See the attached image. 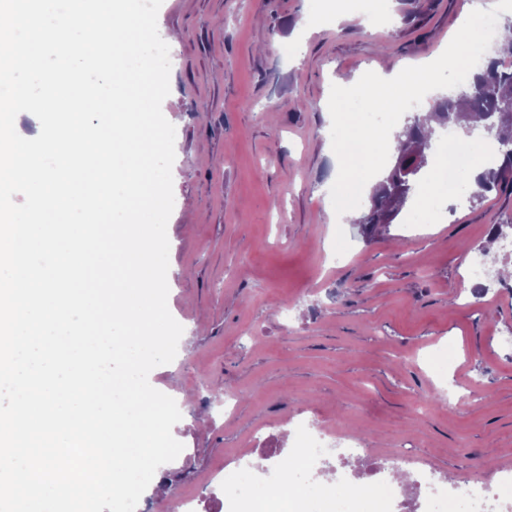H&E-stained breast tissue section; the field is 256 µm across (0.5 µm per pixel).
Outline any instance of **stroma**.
<instances>
[{"label": "stroma", "mask_w": 512, "mask_h": 512, "mask_svg": "<svg viewBox=\"0 0 512 512\" xmlns=\"http://www.w3.org/2000/svg\"><path fill=\"white\" fill-rule=\"evenodd\" d=\"M475 0H395L391 26L346 19L305 29L303 0H163L174 36L176 130L168 308L183 326L149 377L178 399L184 449L136 512H170L164 488L224 512L221 475L250 450L275 471L319 416L356 437L372 465L409 480L473 484L512 470V281L475 291L481 253L512 224V194L442 201L433 224L401 211L365 237L331 199V85L435 60ZM302 40L289 60L275 40ZM225 396L226 410L205 408Z\"/></svg>", "instance_id": "1"}]
</instances>
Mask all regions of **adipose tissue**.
Masks as SVG:
<instances>
[{"instance_id":"adipose-tissue-1","label":"adipose tissue","mask_w":512,"mask_h":512,"mask_svg":"<svg viewBox=\"0 0 512 512\" xmlns=\"http://www.w3.org/2000/svg\"><path fill=\"white\" fill-rule=\"evenodd\" d=\"M390 12L391 0H306L305 8L307 23L314 28L334 25L341 13L365 18ZM480 152V147L465 135L445 146L417 199V223H432L439 200L474 185L482 172L476 162ZM380 499V492L363 485H347L328 496L320 489L286 478L253 500L250 512H268L267 504L271 501L278 504L279 512H294L298 506L304 512H382Z\"/></svg>"}]
</instances>
